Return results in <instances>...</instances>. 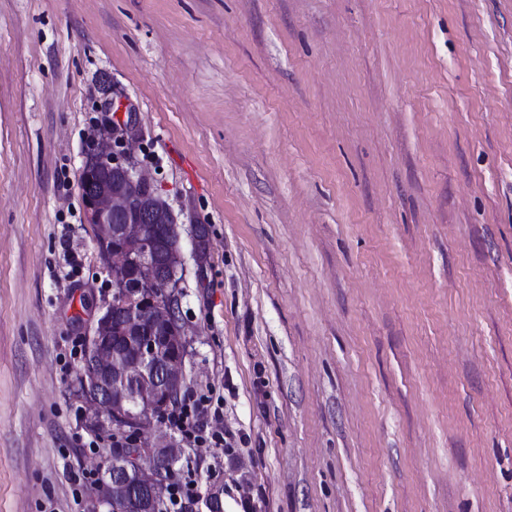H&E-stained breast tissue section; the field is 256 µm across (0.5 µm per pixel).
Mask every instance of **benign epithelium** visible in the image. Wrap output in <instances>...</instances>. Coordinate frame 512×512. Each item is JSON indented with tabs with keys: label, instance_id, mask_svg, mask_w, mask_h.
<instances>
[{
	"label": "benign epithelium",
	"instance_id": "7a95c632",
	"mask_svg": "<svg viewBox=\"0 0 512 512\" xmlns=\"http://www.w3.org/2000/svg\"><path fill=\"white\" fill-rule=\"evenodd\" d=\"M105 124L112 129L113 140L101 139L87 156L86 165L101 169L107 178L116 174L133 188L150 182L148 174L134 166L127 153L112 151L113 142L128 146L134 141L133 117L118 124L107 118ZM131 203L132 198L116 196L107 189L86 197L87 220L102 229L101 260L109 272L124 269L132 261L143 269H150L158 253L166 251L168 259L161 268L165 286L158 294L144 297L138 289L120 284L113 294L112 303L98 318V324L110 323L118 315L127 316L137 323L134 356L124 360L112 350V344L101 343L90 363L92 373L85 380V385L90 391L87 404L93 412L114 394L121 396L131 389L142 390L145 407L138 406L112 418V430L124 431L132 438L130 459L134 466L120 463L109 469V473L112 479L127 486L125 512H155L158 502L164 500L168 491L172 472L167 464L155 457L154 444L141 443L139 439L171 406L185 378V355L164 356L158 342V337L179 322L176 315L177 292L172 285L182 258L176 246L169 243L172 232L164 225L154 226V238L144 240V225L151 223L148 215L142 214L135 221L115 223V216L127 211Z\"/></svg>",
	"mask_w": 512,
	"mask_h": 512
}]
</instances>
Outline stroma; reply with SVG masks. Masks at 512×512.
I'll list each match as a JSON object with an SVG mask.
<instances>
[{
	"mask_svg": "<svg viewBox=\"0 0 512 512\" xmlns=\"http://www.w3.org/2000/svg\"><path fill=\"white\" fill-rule=\"evenodd\" d=\"M108 101L178 222L182 393L242 438L184 445L191 512H512V0H0V512H87L112 453L72 351Z\"/></svg>",
	"mask_w": 512,
	"mask_h": 512,
	"instance_id": "obj_1",
	"label": "stroma"
}]
</instances>
